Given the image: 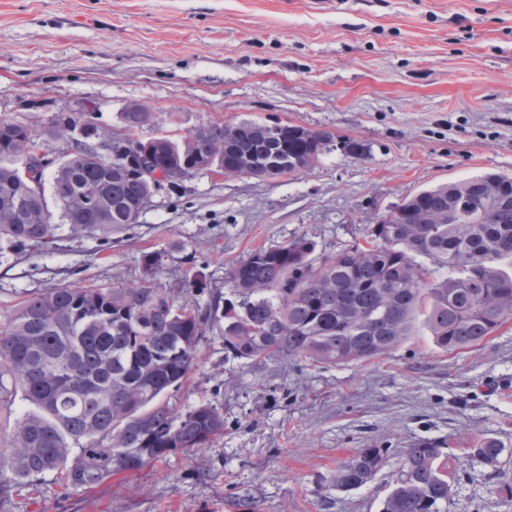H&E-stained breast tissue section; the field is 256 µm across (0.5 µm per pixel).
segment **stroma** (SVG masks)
Masks as SVG:
<instances>
[{
  "instance_id": "35a3bbf8",
  "label": "stroma",
  "mask_w": 512,
  "mask_h": 512,
  "mask_svg": "<svg viewBox=\"0 0 512 512\" xmlns=\"http://www.w3.org/2000/svg\"><path fill=\"white\" fill-rule=\"evenodd\" d=\"M132 102L155 112L139 138L210 123L277 119L363 143L328 148L276 181L197 177L158 196L105 242L59 230L54 249H0V324L57 284L156 280L180 296L195 271L202 303L236 263L304 234L319 251L354 245L388 207L483 172L512 176V0H0V116L39 129L96 110L112 127ZM224 414L212 446L178 453L94 489L55 474L14 486L0 512H380L404 448L445 441L459 477L448 512H512V322L483 346L446 354L427 329L385 359L252 368L224 353L220 327L198 346L183 409ZM511 451L495 469L467 447ZM388 450L367 486L329 477L357 448Z\"/></svg>"
}]
</instances>
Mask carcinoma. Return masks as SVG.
Wrapping results in <instances>:
<instances>
[{
  "mask_svg": "<svg viewBox=\"0 0 512 512\" xmlns=\"http://www.w3.org/2000/svg\"><path fill=\"white\" fill-rule=\"evenodd\" d=\"M93 112L57 113L41 131L0 117V241L16 251L42 250L65 226L73 237L110 241L138 217L150 193L143 169H161L179 186L190 171L214 165L254 175L309 170L322 155V137L299 127L243 121L221 123L154 142L135 170L133 133L152 112H123L127 136L112 135L108 161L71 138ZM64 140L56 169L40 174L50 193L22 187L33 151ZM252 154L254 165L241 166ZM364 243L330 254L298 235L254 250L229 271L224 297L203 306L207 288L197 271L175 304L146 278L136 288L61 284L25 298L0 325V412L15 414L7 448L9 476L0 494L53 472L75 489H91L119 474L177 453L203 448L224 435V414L207 401L178 410L167 396L192 372L201 337L224 319V352L252 366L308 362L329 367L381 359L427 328L434 345L460 354L484 344L512 320V180L485 173L423 190L405 200L386 224L364 231ZM448 269L435 277L417 261ZM507 448L492 438L467 454L498 467ZM388 462L386 448H358L336 465L332 481L350 490L371 483ZM456 465L445 443L422 440L405 449L381 512H448Z\"/></svg>",
  "mask_w": 512,
  "mask_h": 512,
  "instance_id": "cac0c4a2",
  "label": "carcinoma"
}]
</instances>
